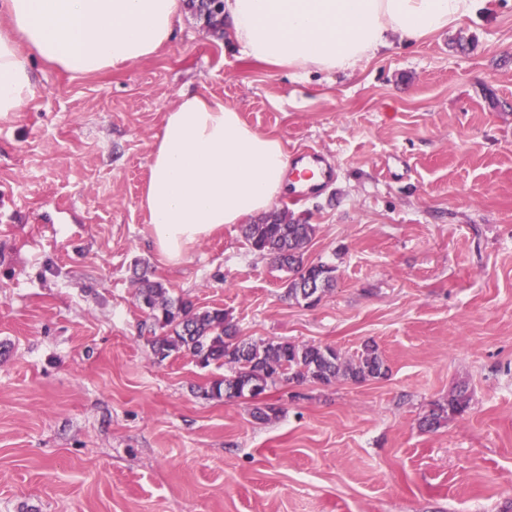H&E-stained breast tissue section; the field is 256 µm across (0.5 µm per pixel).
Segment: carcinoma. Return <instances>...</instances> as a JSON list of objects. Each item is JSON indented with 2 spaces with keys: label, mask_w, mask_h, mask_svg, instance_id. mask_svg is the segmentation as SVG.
Returning <instances> with one entry per match:
<instances>
[{
  "label": "carcinoma",
  "mask_w": 512,
  "mask_h": 512,
  "mask_svg": "<svg viewBox=\"0 0 512 512\" xmlns=\"http://www.w3.org/2000/svg\"><path fill=\"white\" fill-rule=\"evenodd\" d=\"M316 231V225L294 217L286 209L272 211L244 228L251 248L288 272L286 295L298 303H307L313 296L321 298L336 282L335 266L310 263L305 257ZM137 281V298L148 314V342L158 361L185 353L203 368L217 364L229 369V374L213 380L205 391L211 398L258 396L282 380L322 385L336 381L361 383L388 373L385 359L373 341L365 343L355 356L331 345L249 341L238 336L236 323L223 309L197 307L172 297L161 282L149 278L145 269ZM469 402L467 389H456L448 394L447 402L432 405L420 427L427 431L439 429L449 419L463 416Z\"/></svg>",
  "instance_id": "1"
}]
</instances>
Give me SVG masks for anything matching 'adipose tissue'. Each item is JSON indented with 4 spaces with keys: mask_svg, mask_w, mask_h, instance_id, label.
Here are the masks:
<instances>
[{
    "mask_svg": "<svg viewBox=\"0 0 512 512\" xmlns=\"http://www.w3.org/2000/svg\"><path fill=\"white\" fill-rule=\"evenodd\" d=\"M481 0H224L248 60L300 73L350 71L472 16ZM184 0H0V118L34 94L31 60L74 76L134 63L170 46ZM298 169L280 138L246 125L238 109L179 94L153 144L141 205L171 263L227 224L261 215Z\"/></svg>",
    "mask_w": 512,
    "mask_h": 512,
    "instance_id": "ef3b65f1",
    "label": "adipose tissue"
}]
</instances>
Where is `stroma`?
<instances>
[{
	"mask_svg": "<svg viewBox=\"0 0 512 512\" xmlns=\"http://www.w3.org/2000/svg\"><path fill=\"white\" fill-rule=\"evenodd\" d=\"M0 119V512H512V0L355 70L272 71L185 15L172 44L80 77L41 61ZM182 91L334 169L306 257L314 306L237 224L179 264L140 205ZM228 312L242 338L376 342L385 378L206 398L226 367L157 361L135 299ZM467 413L418 426L457 387Z\"/></svg>",
	"mask_w": 512,
	"mask_h": 512,
	"instance_id": "1",
	"label": "stroma"
}]
</instances>
